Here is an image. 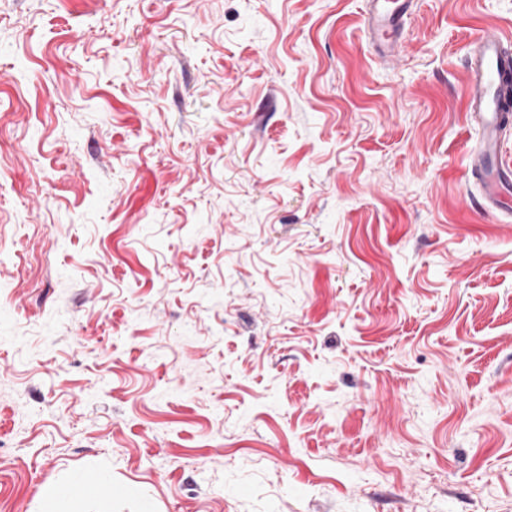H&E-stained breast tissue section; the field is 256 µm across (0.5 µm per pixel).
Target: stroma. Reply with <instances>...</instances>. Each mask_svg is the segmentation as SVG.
<instances>
[{"label":"stroma","instance_id":"1","mask_svg":"<svg viewBox=\"0 0 512 512\" xmlns=\"http://www.w3.org/2000/svg\"><path fill=\"white\" fill-rule=\"evenodd\" d=\"M0 0V512H512V0ZM111 494L80 495L87 473ZM416 0H367L365 31L381 57L394 53L399 30ZM468 66L467 119L478 134L470 149V167L483 181L485 204L501 208L502 186L512 177L511 168L498 160L501 139L511 129L503 103L510 93L505 77L512 73V51L492 33L478 35L470 44ZM494 162L500 165L495 172L490 168Z\"/></svg>","mask_w":512,"mask_h":512}]
</instances>
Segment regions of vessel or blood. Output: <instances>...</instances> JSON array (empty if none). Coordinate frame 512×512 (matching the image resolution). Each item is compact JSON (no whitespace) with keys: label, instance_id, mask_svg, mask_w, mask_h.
<instances>
[{"label":"vessel or blood","instance_id":"1","mask_svg":"<svg viewBox=\"0 0 512 512\" xmlns=\"http://www.w3.org/2000/svg\"><path fill=\"white\" fill-rule=\"evenodd\" d=\"M416 0H366L365 30L380 56L392 55L399 30L413 12ZM469 78L466 92L467 119L478 139L470 149L472 173L483 181L485 204L501 205V189L512 179V167L499 164V146L512 131L503 103L512 94L505 78L512 73V51L494 34L476 36L470 44Z\"/></svg>","mask_w":512,"mask_h":512}]
</instances>
